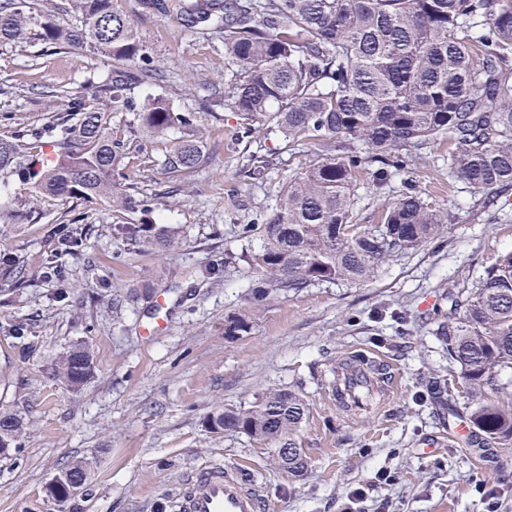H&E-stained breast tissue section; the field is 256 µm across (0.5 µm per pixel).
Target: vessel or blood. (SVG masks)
Returning <instances> with one entry per match:
<instances>
[{
  "label": "vessel or blood",
  "mask_w": 512,
  "mask_h": 512,
  "mask_svg": "<svg viewBox=\"0 0 512 512\" xmlns=\"http://www.w3.org/2000/svg\"><path fill=\"white\" fill-rule=\"evenodd\" d=\"M257 497L240 481V471L220 464L198 466L186 478L178 512H258Z\"/></svg>",
  "instance_id": "vessel-or-blood-1"
}]
</instances>
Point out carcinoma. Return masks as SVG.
Instances as JSON below:
<instances>
[{
	"instance_id": "carcinoma-1",
	"label": "carcinoma",
	"mask_w": 512,
	"mask_h": 512,
	"mask_svg": "<svg viewBox=\"0 0 512 512\" xmlns=\"http://www.w3.org/2000/svg\"><path fill=\"white\" fill-rule=\"evenodd\" d=\"M142 11L169 13V0H140ZM25 2L0 6V41L30 33ZM78 24L62 28L55 13L65 8ZM181 20L190 28L224 36V53L236 67L232 96L246 120L244 134L266 120L294 142L315 141L320 157L293 175L275 210L260 224L242 227L258 245L244 257L257 301L273 291L300 292L320 282L360 284L384 261L438 236L450 215L411 192L384 211L380 224L356 222L357 186L388 185L405 159L422 157L448 141V180L494 193L512 187V0H185ZM51 44L82 48L120 65L115 77L89 97L60 91L66 109L53 121L0 132V171L20 173L30 150L46 138L56 164L28 172L40 198L108 199L120 210L135 197L112 185L116 152L108 112L127 104L126 87L158 76L117 0L51 3L40 22ZM142 122L161 134L187 125L189 116L163 97L143 105ZM200 163L193 144L167 158L173 173ZM125 234L166 251L174 231L126 224ZM435 336L458 364L463 383L477 398L470 419L474 448L512 439V397L498 376L512 369V249L485 266L470 283L448 292ZM93 358L81 344L53 365L54 376L79 391L93 375ZM373 373L363 355L333 368ZM427 390L442 411L453 387L438 377ZM308 404L296 391L268 388L247 408H224L207 416L215 430L244 434L267 447L273 464L294 475L308 468L302 447ZM22 430L14 414L0 413V446L10 447ZM86 458L64 468L63 478L87 481Z\"/></svg>"
}]
</instances>
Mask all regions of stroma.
I'll list each match as a JSON object with an SVG mask.
<instances>
[{"label":"stroma","mask_w":512,"mask_h":512,"mask_svg":"<svg viewBox=\"0 0 512 512\" xmlns=\"http://www.w3.org/2000/svg\"><path fill=\"white\" fill-rule=\"evenodd\" d=\"M119 6L164 72L161 82L128 86L134 109L111 115L121 142L114 180L147 212L104 200L38 201L16 175H0V212L14 217L0 223V262L23 268L18 281L0 275V411L23 423L15 450L0 456V512H175L186 474L214 462L254 474L260 512H345L349 490L380 470L392 480L370 491L364 512L384 502L393 512H487L486 486L496 491L497 512H512V443L476 450L449 433L444 413L468 419L475 401L431 333L448 290L512 249V190L493 212L481 210L477 189L449 183L447 145L433 147L408 160L386 190L360 186L356 214L359 223H379L411 191L452 215L436 239L383 263L367 282L254 302L246 265H225L224 255L248 248L242 226L265 220L318 147L293 145L273 126L241 135L224 43L183 25L180 0L159 17L144 14L140 0ZM111 70L84 49L35 35L0 43V127L46 124L65 109L53 90L94 92ZM154 96L190 115V125L146 134L138 107ZM187 142L200 164L169 173L166 157ZM254 156L268 162L257 176L245 172ZM121 224L167 225L178 237L161 253L119 234ZM74 228L79 242L60 249ZM239 316L248 331L225 335ZM19 325L27 328L21 338ZM78 343L92 352L94 374L74 392L52 367ZM366 351L385 358L400 387L354 416L337 405L330 369ZM436 375L456 385L444 412L426 387ZM271 387L307 399L303 476L275 469L246 435L205 424L209 413L249 407ZM81 457L95 460L85 495L56 509L48 483Z\"/></svg>","instance_id":"35a3bbf8"}]
</instances>
